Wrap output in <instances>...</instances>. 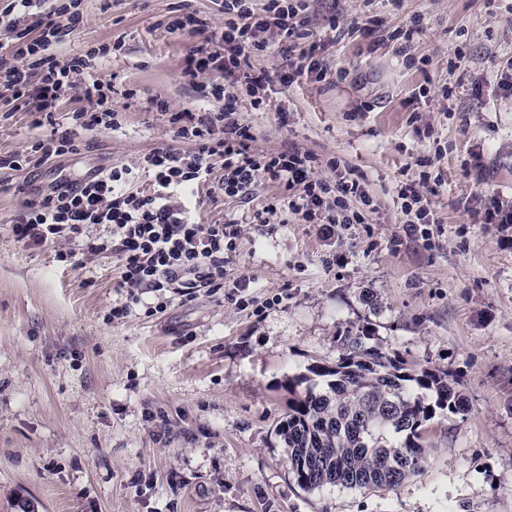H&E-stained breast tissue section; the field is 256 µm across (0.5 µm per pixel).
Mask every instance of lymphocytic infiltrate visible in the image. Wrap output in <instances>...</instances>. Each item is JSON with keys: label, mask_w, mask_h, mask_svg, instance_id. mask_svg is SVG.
Segmentation results:
<instances>
[{"label": "lymphocytic infiltrate", "mask_w": 512, "mask_h": 512, "mask_svg": "<svg viewBox=\"0 0 512 512\" xmlns=\"http://www.w3.org/2000/svg\"><path fill=\"white\" fill-rule=\"evenodd\" d=\"M38 0H6L0 8V94L14 109L34 112L47 122L55 120L63 100L81 91L85 107L66 115V125L54 127L35 140L30 151L0 156V169L20 171L32 161L42 163L77 152L76 135L82 130H118L119 112L112 106L116 88L101 78L98 66L108 47L65 58L58 48L84 24L82 0H53L52 7L34 14ZM301 0H224V23L214 28L205 20L186 15L168 24L170 31L202 37L184 59L182 78L201 97L211 100L206 112L171 110L168 101H156L159 111L170 112L176 138L191 142L192 150L159 148L134 166L112 167L100 176L80 182L61 181L42 198L26 201L14 217L11 230L24 246L81 243L83 255L117 253L122 267L116 288L123 302L107 315L112 323L125 320L152 294L153 312L167 309L173 296L190 301L201 289L223 292L227 302L245 307L251 302L252 281L241 277L224 283V265L235 250L241 232L239 219L222 224H202L192 214L193 191L207 184L215 163L224 176L217 185L225 197L248 202L259 179L279 183L288 190L287 210L306 224H363L373 212L366 186L352 174L339 179L318 177V158L297 149L276 155L249 153V128L238 113L240 92H247L252 109L263 110L257 91L262 80L251 72L249 59L272 53L284 43L308 41L293 72L300 78L314 75L325 81L331 70L315 58L318 48L311 31L298 18ZM223 83H211L213 72ZM151 177L153 190L143 193L136 184ZM427 181L404 183L397 189L403 232L408 240H427L434 218L426 195ZM108 227L107 238L90 237L88 226Z\"/></svg>", "instance_id": "f902f5d3"}]
</instances>
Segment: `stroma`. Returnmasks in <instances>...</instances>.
<instances>
[{
	"instance_id": "stroma-1",
	"label": "stroma",
	"mask_w": 512,
	"mask_h": 512,
	"mask_svg": "<svg viewBox=\"0 0 512 512\" xmlns=\"http://www.w3.org/2000/svg\"><path fill=\"white\" fill-rule=\"evenodd\" d=\"M223 3L83 0L86 23L60 51L122 41L106 66L121 127L84 132L59 162L0 170V512H512V224L475 215L491 195L512 197V97L489 93L512 56V0H374L373 33L350 25L362 0H303L298 18L320 33L334 76L289 84L298 52L251 57L267 107L240 97L250 153L312 152L320 176L353 171L375 205L365 224L280 210L243 225L224 280L250 277L253 305L203 290L109 323L119 255L87 260L73 242V262H61L15 240L11 219L57 171L82 179L187 149L149 104L199 105L180 76L195 40L167 23L193 13L222 25ZM415 16L422 29L400 53L386 33ZM36 119L0 98V155L30 146ZM425 155L439 182L433 235L398 247L396 186L419 179ZM223 173L196 195L202 223L284 195L263 182L247 205L214 196ZM362 323L410 364L448 372L468 412L432 421L427 470L395 489L300 488L276 433L288 380L335 363L337 334Z\"/></svg>"
}]
</instances>
